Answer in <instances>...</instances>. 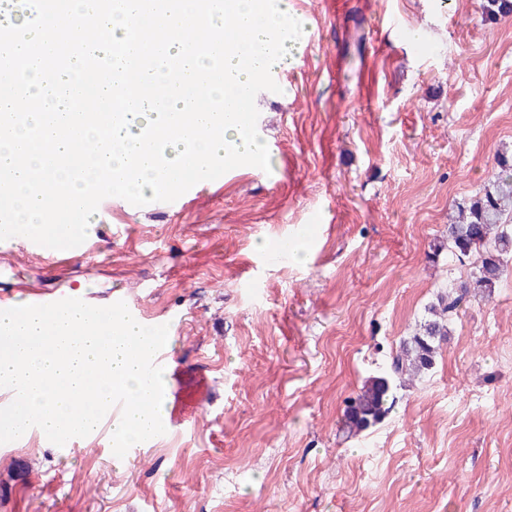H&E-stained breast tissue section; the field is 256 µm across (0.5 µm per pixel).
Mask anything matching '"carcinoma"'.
<instances>
[{"label": "carcinoma", "mask_w": 512, "mask_h": 512, "mask_svg": "<svg viewBox=\"0 0 512 512\" xmlns=\"http://www.w3.org/2000/svg\"><path fill=\"white\" fill-rule=\"evenodd\" d=\"M482 13L493 19L512 13V0H480ZM434 256H478L470 281L444 287L437 302L415 333L403 341L384 374L368 379L346 409V426L363 432L384 419L394 407L393 392L406 375L430 369L447 340L448 324L462 310L473 292L491 296L499 287L512 258V157L501 154L487 183L469 201L456 205V216L445 235L430 244Z\"/></svg>", "instance_id": "carcinoma-1"}]
</instances>
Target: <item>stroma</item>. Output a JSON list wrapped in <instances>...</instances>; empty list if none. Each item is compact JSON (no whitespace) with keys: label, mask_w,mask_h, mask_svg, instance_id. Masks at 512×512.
<instances>
[{"label":"stroma","mask_w":512,"mask_h":512,"mask_svg":"<svg viewBox=\"0 0 512 512\" xmlns=\"http://www.w3.org/2000/svg\"><path fill=\"white\" fill-rule=\"evenodd\" d=\"M304 22L265 168L239 161L173 207L94 211L79 260L0 238V298L74 292L170 319L166 432L117 458L43 436L0 455V512H512V275L471 297L393 411L345 410L473 259H429L512 153V14L480 0H288ZM419 36L400 40L389 20ZM293 252L274 253L282 238Z\"/></svg>","instance_id":"obj_1"}]
</instances>
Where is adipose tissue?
Wrapping results in <instances>:
<instances>
[{
	"label": "adipose tissue",
	"mask_w": 512,
	"mask_h": 512,
	"mask_svg": "<svg viewBox=\"0 0 512 512\" xmlns=\"http://www.w3.org/2000/svg\"><path fill=\"white\" fill-rule=\"evenodd\" d=\"M21 2L29 37L12 43L9 52L25 78L18 82L0 73V112L21 108L26 120L8 139H0V171L9 175L0 196L19 223L49 230L82 228L86 213L70 210L68 202L89 185L108 180L113 194H131L172 183L179 175L193 176L219 159L228 163L256 154L259 144L248 122H226L217 107L237 87L256 82L254 56L281 62L290 38L303 29L287 0L272 9L259 0H176L172 10L150 7L149 0H110L92 23L87 20L92 0ZM90 23L101 34L94 52L112 47L147 57L161 52L178 61L175 82L118 56L98 69L71 61V75L63 77L53 60ZM136 23L154 31L152 42L131 43L130 28ZM218 28L225 31L224 77L205 85L201 79L211 55L204 47L190 48L184 35ZM117 86L133 91L138 110L118 125L98 113L73 126L75 102L111 95ZM90 141L104 142V156L69 165L80 145ZM33 169L44 170L51 193L30 190Z\"/></svg>",
	"instance_id": "adipose-tissue-1"
}]
</instances>
